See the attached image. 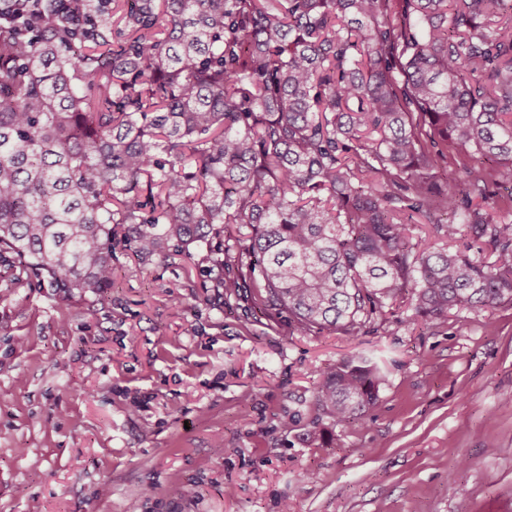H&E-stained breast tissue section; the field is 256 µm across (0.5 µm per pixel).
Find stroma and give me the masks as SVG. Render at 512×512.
<instances>
[{"mask_svg":"<svg viewBox=\"0 0 512 512\" xmlns=\"http://www.w3.org/2000/svg\"><path fill=\"white\" fill-rule=\"evenodd\" d=\"M100 300L0 256V512H512V307L303 336L199 261L119 252ZM386 374L365 421L306 438L320 370Z\"/></svg>","mask_w":512,"mask_h":512,"instance_id":"stroma-1","label":"stroma"}]
</instances>
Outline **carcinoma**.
Listing matches in <instances>:
<instances>
[{
    "label": "carcinoma",
    "mask_w": 512,
    "mask_h": 512,
    "mask_svg": "<svg viewBox=\"0 0 512 512\" xmlns=\"http://www.w3.org/2000/svg\"><path fill=\"white\" fill-rule=\"evenodd\" d=\"M492 166L448 171V148ZM512 0H0V253L66 300L196 255L301 335L512 305ZM463 248L420 246L410 225ZM249 232L224 248V228ZM319 373L309 435L376 404Z\"/></svg>",
    "instance_id": "1"
}]
</instances>
